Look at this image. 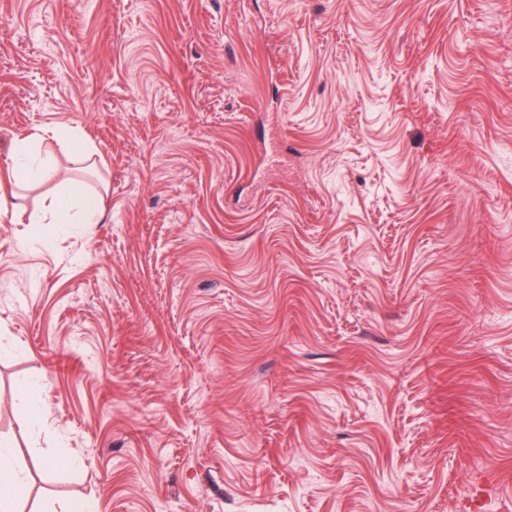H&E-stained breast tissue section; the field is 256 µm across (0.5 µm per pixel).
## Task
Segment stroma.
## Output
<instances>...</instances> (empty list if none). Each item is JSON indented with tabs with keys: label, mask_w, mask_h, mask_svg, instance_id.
Masks as SVG:
<instances>
[{
	"label": "stroma",
	"mask_w": 512,
	"mask_h": 512,
	"mask_svg": "<svg viewBox=\"0 0 512 512\" xmlns=\"http://www.w3.org/2000/svg\"><path fill=\"white\" fill-rule=\"evenodd\" d=\"M0 192L35 512H512V0H0ZM37 137H40V134L35 133L27 139L17 141L15 148H14V152H15L16 158L21 160L22 162H24V168L22 170L14 169V171H13L14 176H15V173H18V171H21L23 176L27 179L49 180V179L53 178L54 172L48 166L35 167V165H32L28 161H25V159L29 156V144L28 143ZM102 216L97 194H87L77 185H69L46 202L35 224H98Z\"/></svg>",
	"instance_id": "obj_1"
}]
</instances>
